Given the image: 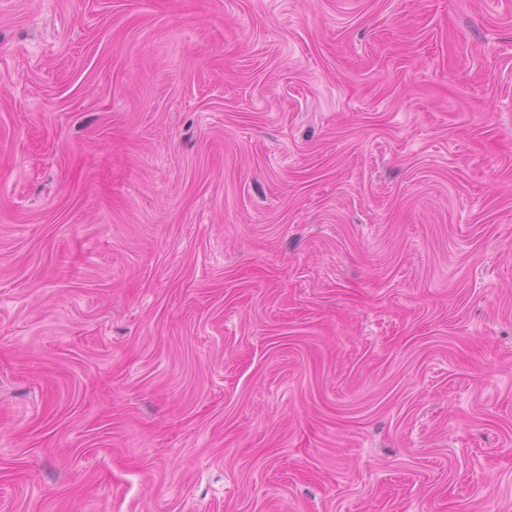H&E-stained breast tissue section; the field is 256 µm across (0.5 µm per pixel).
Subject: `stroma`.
Wrapping results in <instances>:
<instances>
[{
    "label": "stroma",
    "instance_id": "35a3bbf8",
    "mask_svg": "<svg viewBox=\"0 0 512 512\" xmlns=\"http://www.w3.org/2000/svg\"><path fill=\"white\" fill-rule=\"evenodd\" d=\"M0 512H512V0H0Z\"/></svg>",
    "mask_w": 512,
    "mask_h": 512
}]
</instances>
